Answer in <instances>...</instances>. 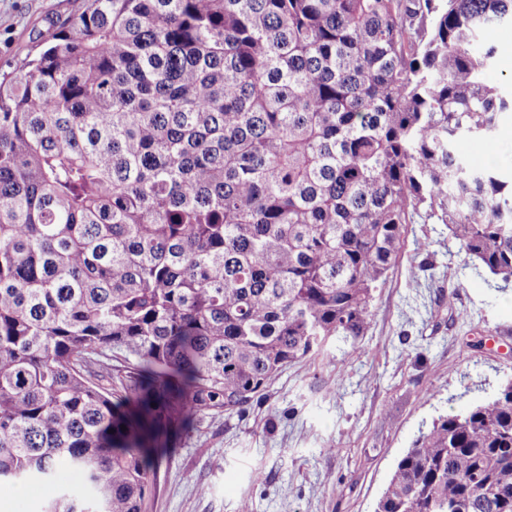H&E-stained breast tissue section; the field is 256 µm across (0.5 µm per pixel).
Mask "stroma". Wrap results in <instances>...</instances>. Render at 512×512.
<instances>
[{"label":"stroma","mask_w":512,"mask_h":512,"mask_svg":"<svg viewBox=\"0 0 512 512\" xmlns=\"http://www.w3.org/2000/svg\"><path fill=\"white\" fill-rule=\"evenodd\" d=\"M81 0H0V77ZM475 168L512 170V112L497 138L464 137ZM353 352L288 365L243 411L210 412L162 454L142 512H373L397 459L440 415L512 378V288L500 291L442 224H410Z\"/></svg>","instance_id":"1"}]
</instances>
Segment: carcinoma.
I'll return each instance as SVG.
<instances>
[{"label":"carcinoma","mask_w":512,"mask_h":512,"mask_svg":"<svg viewBox=\"0 0 512 512\" xmlns=\"http://www.w3.org/2000/svg\"><path fill=\"white\" fill-rule=\"evenodd\" d=\"M503 24L512 0H82L52 23L0 79V487L141 512L169 433L364 335L407 224L511 282L512 177L456 149L512 112L481 36ZM106 348L139 360L122 394L90 380ZM374 512H512V379L420 431Z\"/></svg>","instance_id":"cac0c4a2"}]
</instances>
